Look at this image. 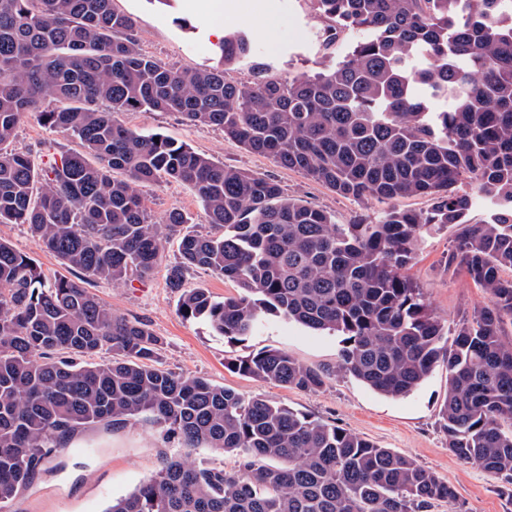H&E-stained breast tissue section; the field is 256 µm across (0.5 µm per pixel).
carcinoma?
<instances>
[{
  "label": "carcinoma",
  "instance_id": "obj_1",
  "mask_svg": "<svg viewBox=\"0 0 512 512\" xmlns=\"http://www.w3.org/2000/svg\"><path fill=\"white\" fill-rule=\"evenodd\" d=\"M312 2L329 30L363 39L330 70L245 85L222 68L180 70L144 53L135 18L112 0H0V224L27 225L79 272L47 284L0 240V509L66 435L146 419L184 448L234 453L238 469L167 459L105 512H434L439 503L467 512L409 456L160 366L161 338L113 314L86 284L149 275L174 236L180 261L168 282L182 290L184 318H203L231 341L269 314L342 337L333 367L265 349L230 368L303 390L344 373L400 397L442 362L448 450L512 484V339L503 331L512 323V0ZM250 51L233 32L224 64ZM421 90L447 109L426 111ZM47 93L61 106L41 112ZM137 111L217 127L344 197L415 195L432 205L338 224L271 178L124 126L119 116ZM27 112L80 149L44 169L8 149ZM159 178L190 187L221 233L183 229L178 210L148 223L141 187ZM478 200L493 214L472 224ZM432 224L456 228L448 263L488 295L451 342L405 274ZM193 268L234 282L238 295L216 301L184 287ZM101 354L110 358L94 361Z\"/></svg>",
  "mask_w": 512,
  "mask_h": 512
}]
</instances>
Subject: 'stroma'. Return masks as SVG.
Instances as JSON below:
<instances>
[{
	"mask_svg": "<svg viewBox=\"0 0 512 512\" xmlns=\"http://www.w3.org/2000/svg\"><path fill=\"white\" fill-rule=\"evenodd\" d=\"M194 0H113V7L137 21L140 48L160 61L181 68L225 67L232 81L261 78H293L335 67L360 39L359 31L340 34L327 44L322 34L325 21L311 0H273L277 36L267 40L259 31L260 0H234L236 9L225 14L228 31H242L251 40L250 54L225 65L219 42L212 33L208 12L194 7ZM122 121L141 133H160L225 166L276 180L285 195L307 202L334 215L337 223L361 218L371 222L385 205L375 199L355 200L336 194L303 172L278 165L272 158L252 154L220 129L192 125L180 115L163 112H126ZM69 135L45 125L38 113L20 120L10 149L42 163L52 154L75 148ZM152 223H164L169 211L180 210L188 228L206 233L212 226L194 191L182 184L161 180L141 189ZM456 230L436 225L423 232L407 275L421 289L433 312L455 327L459 320L483 307L482 288L455 268L448 256ZM0 239L25 253L46 280L66 274L54 254L41 248L26 225L0 224ZM178 260L175 242L165 245L164 258L145 279L131 277L112 284L96 280L88 289L114 314L139 320L160 336L159 360L173 372L207 379L240 395L259 397L311 419L339 425L382 447L413 458L447 482L467 512H512V488L481 468L463 463L448 450L440 421L447 392V370L437 365L409 395L387 397L372 391L355 378L340 374L323 387L306 391L241 375L229 364L262 349L275 348L311 368L335 365L342 342L328 331H316L267 316L252 336L230 341L217 335L205 320H187L179 312L180 294L169 288V266ZM74 447L55 451L30 484L8 501L5 512H105L112 500L123 497L147 481L164 459L190 456L206 466L236 469L234 454L210 448L186 450L152 422L140 420L121 428L104 424L76 431Z\"/></svg>",
	"mask_w": 512,
	"mask_h": 512,
	"instance_id": "35a3bbf8",
	"label": "stroma"
}]
</instances>
